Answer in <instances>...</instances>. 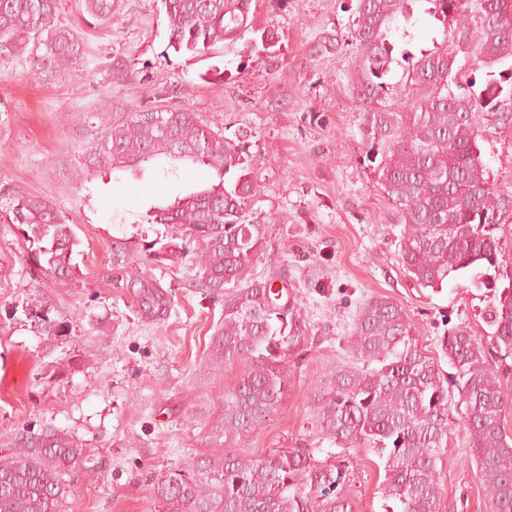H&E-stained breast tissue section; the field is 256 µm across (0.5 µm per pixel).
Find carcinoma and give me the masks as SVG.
I'll return each instance as SVG.
<instances>
[{
	"label": "carcinoma",
	"mask_w": 512,
	"mask_h": 512,
	"mask_svg": "<svg viewBox=\"0 0 512 512\" xmlns=\"http://www.w3.org/2000/svg\"><path fill=\"white\" fill-rule=\"evenodd\" d=\"M253 2L162 0L168 47L203 57L220 46L273 68L278 28L266 26L260 37L244 40L253 28ZM117 7V0H85L101 19ZM57 10L58 0H0V69L26 56L43 71L76 70L81 42L56 23ZM420 11L438 24L428 45L414 44ZM354 14L356 54L347 87L360 105L376 185L400 215L401 265L423 288L437 291L458 274L493 291L485 311L491 349L501 362L512 359V284L499 290L485 279L498 266L490 225L501 202L488 186L472 124L474 113L495 111L502 96H512V67L509 75L499 69L512 60V0H356ZM338 46L336 36H324L312 52L333 55ZM467 52L487 69V79L464 92L455 64ZM91 117L97 131L81 159L88 176L110 170L141 177L159 160L173 173L191 163L212 174L205 186L148 208L146 223L161 224L166 233L140 244L127 262L139 305L148 310L164 309L166 296L142 266L188 265L194 287L223 302L212 360L239 365L237 382L224 391V447L159 475L154 498L161 512H353L342 464L315 457L319 449L264 456L244 450L287 395L288 348L302 340L294 296L274 289L279 274L253 273L266 249L267 225L253 211L260 185L247 163L250 135L226 137L185 109L158 113L133 105L121 112L106 101ZM0 207L7 222L27 226L40 272L75 276L80 242L50 198L18 194ZM345 341L352 362L329 366L309 397L315 434L338 449L332 457L343 458L352 447L376 453L385 459L384 493L394 512H441L456 410L493 512H512V434L505 428L512 390L473 336L456 329L442 339L455 395L403 309L387 298L360 306ZM88 460L83 440L52 424L21 437L0 453V512H61L71 474Z\"/></svg>",
	"instance_id": "obj_1"
}]
</instances>
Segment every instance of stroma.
<instances>
[{"instance_id":"35a3bbf8","label":"stroma","mask_w":512,"mask_h":512,"mask_svg":"<svg viewBox=\"0 0 512 512\" xmlns=\"http://www.w3.org/2000/svg\"><path fill=\"white\" fill-rule=\"evenodd\" d=\"M354 9L355 0H257L254 26L272 24L283 35L269 69L220 50L207 59L170 50L160 0H118L108 20L88 14L83 0H59V24L80 38L79 76L34 73L23 57L0 74V195L49 197L80 241L79 270L60 282L37 272L26 226L0 222V450L49 423L83 439L93 461L72 476L63 512H157L154 478L218 446L224 390L238 376L237 366L210 361L222 303L190 287L187 267L151 263L147 276L168 310L142 311L114 248L123 239L133 250L141 237L163 234L164 226L144 223L148 207L209 173L196 166L173 176L159 165L140 180L81 178L78 159L92 140L86 114L101 101L187 109L225 136L252 134L249 164L261 186L254 209L268 241L255 272L284 271L306 330L288 352V393L247 452L328 448L313 432L308 397L326 367L348 361L344 338L369 298L402 307L445 380L454 370L442 336L462 327L489 346L487 290L453 276L435 292L400 263L399 215L365 159L346 85ZM336 31L338 53L312 56L313 44ZM215 66L223 81H202ZM474 126L489 185L506 201L490 274L504 287L512 282V99L475 113ZM37 307L61 335H43ZM465 446L454 425L441 512H492ZM384 465L367 449L348 452L354 512H385Z\"/></svg>"}]
</instances>
